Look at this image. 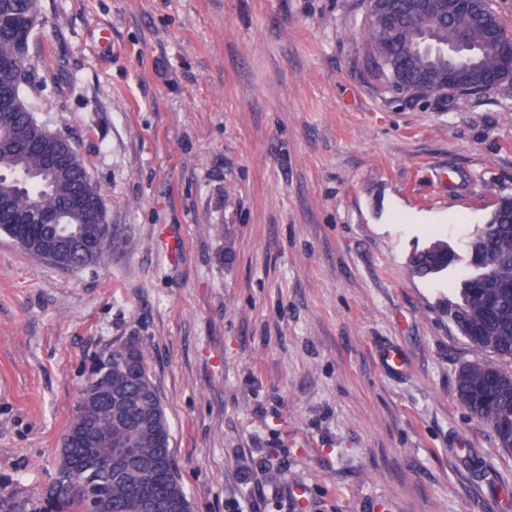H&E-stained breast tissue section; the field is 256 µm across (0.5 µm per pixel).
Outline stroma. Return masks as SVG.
I'll return each mask as SVG.
<instances>
[{
	"mask_svg": "<svg viewBox=\"0 0 512 512\" xmlns=\"http://www.w3.org/2000/svg\"><path fill=\"white\" fill-rule=\"evenodd\" d=\"M38 6L43 117L115 237L67 270L0 233V494L42 497L93 359L135 336L192 512H512V455L453 391L512 361L445 314L464 266L409 269L512 197V84L393 100L366 0Z\"/></svg>",
	"mask_w": 512,
	"mask_h": 512,
	"instance_id": "stroma-1",
	"label": "stroma"
}]
</instances>
